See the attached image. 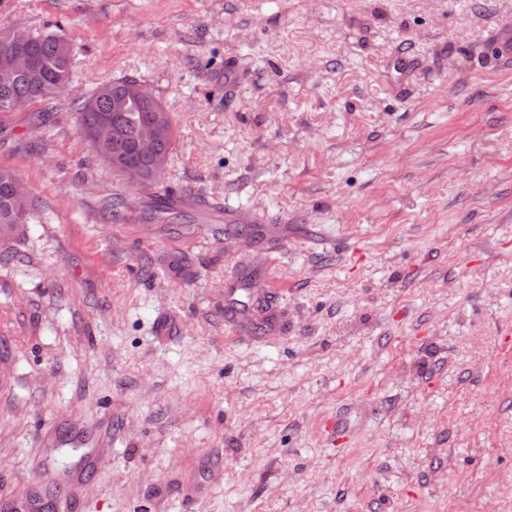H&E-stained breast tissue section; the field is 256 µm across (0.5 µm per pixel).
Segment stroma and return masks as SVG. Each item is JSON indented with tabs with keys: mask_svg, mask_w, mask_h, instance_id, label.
<instances>
[{
	"mask_svg": "<svg viewBox=\"0 0 512 512\" xmlns=\"http://www.w3.org/2000/svg\"><path fill=\"white\" fill-rule=\"evenodd\" d=\"M55 22L64 95L0 116L39 216L0 265V512H512V0H0ZM122 76L176 123L162 188L77 130Z\"/></svg>",
	"mask_w": 512,
	"mask_h": 512,
	"instance_id": "stroma-1",
	"label": "stroma"
}]
</instances>
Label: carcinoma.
<instances>
[{"mask_svg": "<svg viewBox=\"0 0 512 512\" xmlns=\"http://www.w3.org/2000/svg\"><path fill=\"white\" fill-rule=\"evenodd\" d=\"M32 48L37 56V67L17 74L6 86L0 85V115L13 111L19 100L30 103L48 102L58 99L63 90L57 86L63 78H71L75 63L73 48L54 33L30 36ZM141 83L129 76H122L94 90L76 107L78 129L83 136L107 121L100 138L91 140L96 155L113 170L123 165H133L143 176L142 186L153 184L151 173L153 158L140 153L141 139L152 133L156 136L157 151L170 156L175 141L172 117L164 113L158 120L155 108L158 101L146 96ZM13 171L0 167V237H16L22 224L35 219L32 203L28 198L14 196L8 181ZM267 309L266 300L252 294L242 304V312L255 314L252 324L260 328L267 323L263 317Z\"/></svg>", "mask_w": 512, "mask_h": 512, "instance_id": "cac0c4a2", "label": "carcinoma"}]
</instances>
